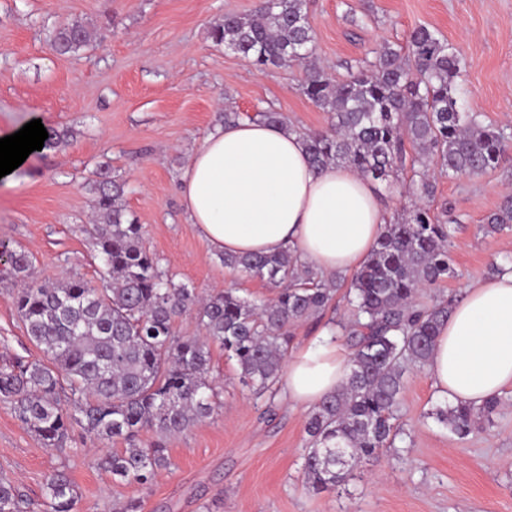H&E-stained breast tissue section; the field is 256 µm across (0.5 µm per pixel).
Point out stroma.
I'll use <instances>...</instances> for the list:
<instances>
[{
    "mask_svg": "<svg viewBox=\"0 0 512 512\" xmlns=\"http://www.w3.org/2000/svg\"><path fill=\"white\" fill-rule=\"evenodd\" d=\"M255 0H0V136L31 120L69 131L56 148L33 153L0 179V247L25 249L33 275L51 284L96 280L99 261L84 228L95 218L87 188L95 172L125 182L123 203L143 224L144 246L175 281L209 294L273 297L274 289L224 267L187 220L180 176L225 108L270 106L303 131L326 129L329 116L299 90V67L259 69L208 37L224 14ZM315 54L334 80L381 44L405 45L418 26L436 30L463 57L457 80L464 107L485 124L512 129V0H308ZM79 20L95 27L93 47L56 54L47 34ZM512 191V151L474 177L437 180V206L455 227L453 278L428 296H462L488 279L492 260L512 254V231L481 229ZM20 283L0 274V361L42 359L29 342L12 296ZM221 388L214 413L168 438L169 465L149 485L115 481L100 457L121 441L82 433L48 448L0 402V479L32 503L54 471L66 470L81 497L76 512H118L136 499L142 512H512V406L478 421L459 438L430 418L441 398L428 370L409 369L401 406V456L363 462L340 493L304 483L305 411L283 396L258 400L234 360L211 349Z\"/></svg>",
    "mask_w": 512,
    "mask_h": 512,
    "instance_id": "obj_1",
    "label": "stroma"
}]
</instances>
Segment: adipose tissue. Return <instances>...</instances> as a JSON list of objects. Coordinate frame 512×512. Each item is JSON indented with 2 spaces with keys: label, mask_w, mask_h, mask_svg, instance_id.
<instances>
[{
  "label": "adipose tissue",
  "mask_w": 512,
  "mask_h": 512,
  "mask_svg": "<svg viewBox=\"0 0 512 512\" xmlns=\"http://www.w3.org/2000/svg\"><path fill=\"white\" fill-rule=\"evenodd\" d=\"M182 202L214 252L289 251L326 275L356 269L387 224L374 185L348 167L314 169L298 133L242 121L209 133L181 175ZM330 330L287 360L285 398L306 410L346 378ZM430 373L449 402L478 408L512 387V270L466 288L442 326Z\"/></svg>",
  "instance_id": "obj_1"
}]
</instances>
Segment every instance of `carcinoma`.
<instances>
[{
  "label": "carcinoma",
  "instance_id": "1",
  "mask_svg": "<svg viewBox=\"0 0 512 512\" xmlns=\"http://www.w3.org/2000/svg\"><path fill=\"white\" fill-rule=\"evenodd\" d=\"M218 45L252 65L302 66V94L327 112L326 131L302 133L313 167L348 166L376 184H391L407 168L410 207L392 216L350 279L325 276L288 252L222 254L225 267L277 290L256 299L226 288L205 298L176 283L143 244L144 227L127 213L124 184L108 175L90 183L97 223L87 229L101 262L97 288L81 278L52 285L28 280L30 254L7 255L9 275L22 287L13 297L30 342L45 360L0 364V401L47 447L62 448L75 430L98 440L120 439L100 465L124 482L149 483L168 464L161 439L209 417L219 392L210 379V345L235 360L240 381L255 398L273 396L281 381L291 328L322 314L339 289L348 320L331 321L349 349V370L335 392L309 412L302 470L317 493L345 485L359 463L395 447L404 376L428 366L436 339L455 303L427 302L423 291L453 276L447 210L434 207L431 173L473 176L500 166L512 133L484 124L460 104V52L426 26L415 28L407 50L385 43L358 62L344 81L315 61L306 0H258L249 14L227 13L209 31ZM94 29L61 24L50 34L59 54L93 45ZM252 117L286 124L268 107L254 115L224 111V123ZM485 234L512 229V196L482 225ZM188 311L202 330L181 336L177 318ZM503 398L482 407L438 405L432 415L465 437L474 417L496 414ZM158 440L145 443L141 434ZM76 485L64 470L51 474L35 505L9 481H0V512H75Z\"/></svg>",
  "mask_w": 512,
  "mask_h": 512
}]
</instances>
